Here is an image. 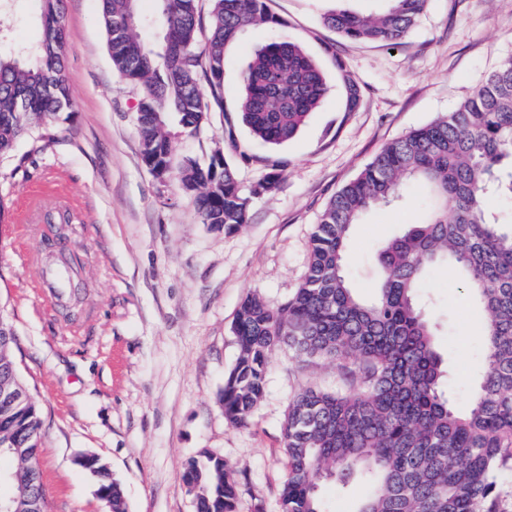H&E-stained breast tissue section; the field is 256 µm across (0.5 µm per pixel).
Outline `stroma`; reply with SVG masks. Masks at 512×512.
<instances>
[{
	"label": "stroma",
	"mask_w": 512,
	"mask_h": 512,
	"mask_svg": "<svg viewBox=\"0 0 512 512\" xmlns=\"http://www.w3.org/2000/svg\"><path fill=\"white\" fill-rule=\"evenodd\" d=\"M288 36L315 57L331 90L290 142L256 141L237 114L235 93L198 135L171 123L176 158L208 163L235 137L227 158L249 196L248 219L226 233L203 224L177 177L156 179L142 161L136 131L139 91L112 68L99 0H64L70 52L65 73L74 100L67 122L23 140L0 158V314L15 331L13 356L41 419L37 464L47 512H107L91 475L76 460L95 455L122 486L128 512H194L183 481L188 461L207 450L238 481L235 512H281L288 474L282 431L289 400L309 386L334 389L336 363L305 362L282 351L247 426L224 418V379L238 347L235 314L251 293L281 305L300 286L310 239L329 199L393 139L450 112L512 55V0H428L409 35L395 45L346 40L322 17L343 7L377 13L384 0H268ZM39 0H13L0 15L6 45L40 36ZM359 82L357 111L345 109L343 72ZM23 166L15 174V166ZM278 166L277 190L252 189ZM46 189L43 212L72 208L63 251L75 252L66 304L49 308L39 289L56 257L39 225L19 229L18 210ZM426 189L411 184L402 201L365 213L351 232L347 278L373 291V254L401 225L419 221ZM448 365V392L467 411L482 372V311L449 268L420 290ZM326 512H353L364 481L318 482Z\"/></svg>",
	"instance_id": "1"
}]
</instances>
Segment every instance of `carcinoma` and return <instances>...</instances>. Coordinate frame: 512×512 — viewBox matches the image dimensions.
I'll list each match as a JSON object with an SVG mask.
<instances>
[{
	"label": "carcinoma",
	"instance_id": "cac0c4a2",
	"mask_svg": "<svg viewBox=\"0 0 512 512\" xmlns=\"http://www.w3.org/2000/svg\"><path fill=\"white\" fill-rule=\"evenodd\" d=\"M41 37L33 46L0 53V157L15 151L61 114H73L65 76L68 51L60 0H40ZM106 44L121 80L140 88L136 108L143 160L152 173L177 174L203 223L232 231L246 222L233 164L212 155L174 164L168 113L183 132L197 135L224 111L227 49L245 29L275 31L238 74L241 120L263 143L293 139L330 91L325 71L304 46L279 31L267 0H154L162 48L146 43L140 0H100ZM428 0H386L381 13L328 12L323 23L351 40L398 43ZM346 111L362 89L344 72ZM416 181L428 188L424 220L403 225L374 254L375 287L364 300L345 275L351 228L367 211L404 195ZM491 197L512 200V56L455 110L388 143L359 175L329 200L311 236L299 288L272 308L257 294L241 303L233 332L235 365L224 381L225 419L248 423L265 388L273 356L288 350L303 361L330 359L356 390L308 387L288 403L283 448L288 478L283 512H323L317 478L372 486L354 512H512V220L487 207ZM446 266L483 311L484 372L468 412L445 394L448 376L418 290L434 268ZM15 332L0 314V452L16 468L2 499L11 512H46L35 465L41 422L35 404L18 393L24 382L13 360ZM97 493L108 512H127L120 483L97 464ZM183 479L194 483L195 512H234L237 481L224 459L203 451Z\"/></svg>",
	"mask_w": 512,
	"mask_h": 512
}]
</instances>
